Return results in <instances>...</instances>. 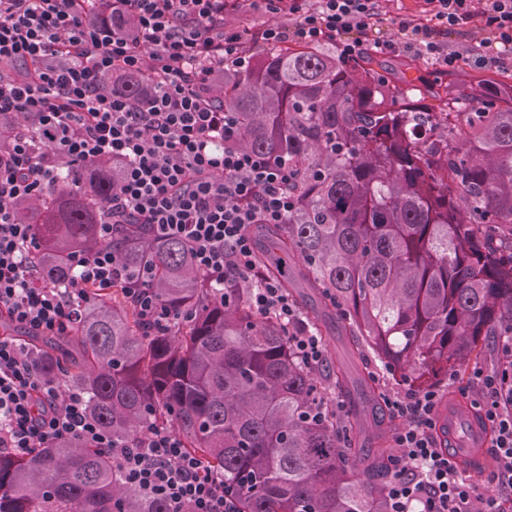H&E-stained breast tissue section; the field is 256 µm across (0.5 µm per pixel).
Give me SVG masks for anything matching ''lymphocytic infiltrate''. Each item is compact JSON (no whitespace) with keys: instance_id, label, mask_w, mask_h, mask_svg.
Segmentation results:
<instances>
[{"instance_id":"lymphocytic-infiltrate-1","label":"lymphocytic infiltrate","mask_w":512,"mask_h":512,"mask_svg":"<svg viewBox=\"0 0 512 512\" xmlns=\"http://www.w3.org/2000/svg\"><path fill=\"white\" fill-rule=\"evenodd\" d=\"M245 0H0V316L24 330L64 335L81 318L89 288L125 283L143 322L166 317L150 272L129 273L110 241L123 224L146 225L159 237L185 241L204 280L217 290L250 282L252 312L275 316L294 356L317 369L323 339L297 304L254 265V224H283L295 207V174L286 159L240 149L233 119L214 88L226 66L250 67L254 47L288 40L313 44L355 31L348 58L368 48L361 36L380 20V0H263L292 16L293 29L269 25L243 33L224 17ZM429 24L399 22L407 44L439 71L454 70L444 33L482 21L489 38L477 51L499 66L512 54V0H424ZM145 74L152 82L137 102L106 92L107 75ZM122 165L98 226L105 244L75 253L68 286L40 283L30 264L39 242L12 206L44 195L60 170L81 183L90 163ZM496 368H474L466 386L491 431L496 468L490 483L512 485V336L499 343ZM442 391L432 386L389 396L398 425L385 488L388 512H512L504 497L480 498L457 460L434 435ZM74 437L108 456L120 476L175 512H238L222 476L188 453L172 428H154L131 443L112 440L88 414L81 393L46 379L19 340L0 338V451L28 455L54 439Z\"/></svg>"}]
</instances>
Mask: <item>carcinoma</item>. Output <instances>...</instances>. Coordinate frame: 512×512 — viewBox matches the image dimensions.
Listing matches in <instances>:
<instances>
[{"label":"carcinoma","mask_w":512,"mask_h":512,"mask_svg":"<svg viewBox=\"0 0 512 512\" xmlns=\"http://www.w3.org/2000/svg\"><path fill=\"white\" fill-rule=\"evenodd\" d=\"M375 55L337 43L265 50L224 74L217 95L239 143L285 158L299 174L286 224H255V264L299 305L310 328L318 299L341 316L387 374L424 389L460 375L485 336H512V81L454 79L433 92L381 75ZM149 78L109 79L134 100ZM90 190L67 172L42 197L14 204L35 227L43 283L64 288L71 254L97 231L118 163L96 162ZM132 270H152L161 307L180 318L150 329L123 288L92 291L58 340L28 341L44 374L82 393L90 415L127 443L155 425L224 475L240 512H387L389 449L350 467L356 437L383 438L366 414L384 405L361 349L327 384L293 356L288 331L250 309V284L206 285L190 247L124 224L112 240ZM356 405L336 417V394ZM323 417L312 420L313 408ZM0 512H174L123 482L112 460L75 438L28 456L0 453Z\"/></svg>","instance_id":"obj_1"}]
</instances>
